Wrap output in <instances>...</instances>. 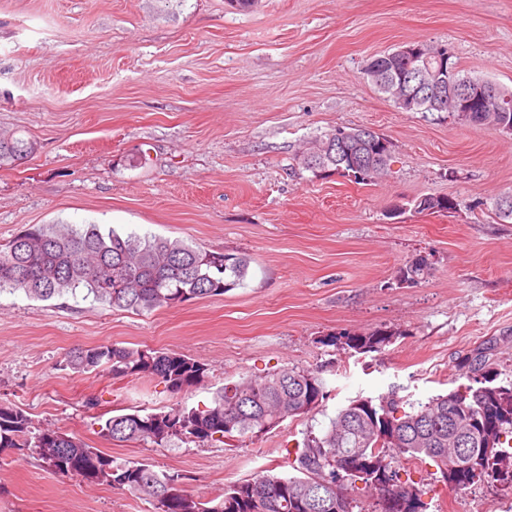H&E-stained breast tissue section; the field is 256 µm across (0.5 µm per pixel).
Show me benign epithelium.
I'll list each match as a JSON object with an SVG mask.
<instances>
[{
	"mask_svg": "<svg viewBox=\"0 0 512 512\" xmlns=\"http://www.w3.org/2000/svg\"><path fill=\"white\" fill-rule=\"evenodd\" d=\"M394 55L404 61L403 69L390 75L385 67L371 60L365 67L366 77L380 85L397 108L407 112L424 105L429 110H440L449 104L456 109V117L464 120L471 112L481 113L482 120L512 134V125L499 121V114L512 112V95L503 94L484 79L454 78L455 69L448 65L450 52L443 46H400ZM378 132L364 126H340L329 135V140L346 141L359 136L375 137Z\"/></svg>",
	"mask_w": 512,
	"mask_h": 512,
	"instance_id": "7a95c632",
	"label": "benign epithelium"
}]
</instances>
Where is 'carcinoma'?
<instances>
[{"label":"carcinoma","mask_w":512,"mask_h":512,"mask_svg":"<svg viewBox=\"0 0 512 512\" xmlns=\"http://www.w3.org/2000/svg\"><path fill=\"white\" fill-rule=\"evenodd\" d=\"M35 143L23 137L0 135V168L27 159ZM376 146L335 144L331 158L311 165L307 154L297 166L312 173L331 172L354 183L360 176L346 159L369 160ZM408 205L418 212L455 210L446 197L428 196ZM250 259L159 236L104 234L95 224H34L0 244V293L22 290L39 300L86 291L94 301L139 313L172 307L196 299L220 296L245 281ZM428 270L424 259L400 269L402 282L421 279ZM389 333L367 335L343 332L324 340L354 354L379 350ZM64 366L76 373L99 369L114 377L152 379L178 394L201 384L207 368L174 350L101 344L75 348L65 354ZM486 360L469 366L482 373L480 386L468 385L437 395L397 414L388 396L350 401L319 433L308 431L302 444L288 450L292 476L264 474L224 486L222 493L202 502L171 482L175 473L156 471L141 462H118L75 435L52 428L37 432L18 406L0 402V450L33 448L60 477L112 487L157 502L160 512H354V500L336 502V468L354 470L346 482L362 481L378 512H393L390 500L400 492L405 512H428L420 489L402 485L393 463L397 459L431 460L442 482L461 488L448 470V440L465 443L469 485L500 482L512 488V385H492ZM327 398V383L319 371L284 366L264 377L224 384L212 406L200 410L183 406L142 414L112 416L101 425L103 437L116 442L149 441L165 448L177 439L194 443L243 441L258 438L288 418L305 414L310 403ZM491 424L498 454L487 456L482 445L484 424Z\"/></svg>","instance_id":"carcinoma-1"}]
</instances>
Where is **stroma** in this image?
I'll return each mask as SVG.
<instances>
[{
    "mask_svg": "<svg viewBox=\"0 0 512 512\" xmlns=\"http://www.w3.org/2000/svg\"><path fill=\"white\" fill-rule=\"evenodd\" d=\"M419 40L512 91V0H0V133L35 142L0 168V243L34 224L99 225L248 256L243 285L151 312L83 295L48 301L0 294V402L35 426L79 436L117 461L181 475L206 500L226 484L291 475L285 451L358 398L401 409L467 384L461 365L485 352L512 383V136L444 112H404L363 77L370 56ZM366 126L392 143L387 174L357 184L298 169L306 143ZM450 213L406 212L423 196ZM430 268L403 287L398 271ZM389 332L381 350L324 345L339 332ZM170 349L207 367L202 385H164L61 361L100 344ZM321 370L329 397L261 438L118 443L111 416L205 408L228 381L284 366ZM429 512H487L500 483L463 491L433 462L399 463ZM0 512H158L107 484L56 475L34 450L0 453Z\"/></svg>",
    "mask_w": 512,
    "mask_h": 512,
    "instance_id": "obj_1",
    "label": "stroma"
}]
</instances>
